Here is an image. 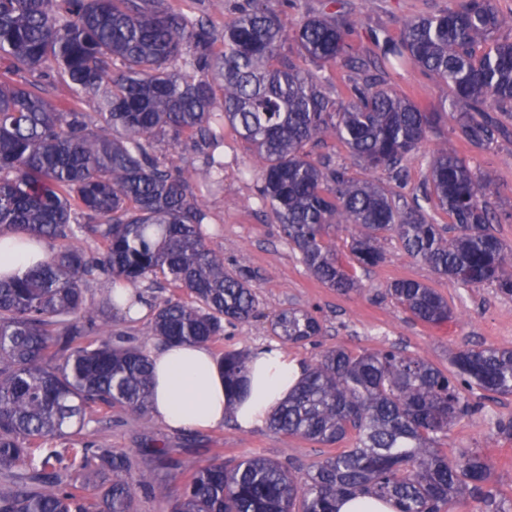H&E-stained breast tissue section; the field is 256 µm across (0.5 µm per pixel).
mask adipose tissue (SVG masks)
<instances>
[{"label": "adipose tissue", "instance_id": "1", "mask_svg": "<svg viewBox=\"0 0 512 512\" xmlns=\"http://www.w3.org/2000/svg\"><path fill=\"white\" fill-rule=\"evenodd\" d=\"M152 360L151 411L173 430L217 427L229 418L244 428L262 425L302 370L284 349L257 352L249 363L251 394L242 402L225 391L223 373L207 345L164 344Z\"/></svg>", "mask_w": 512, "mask_h": 512}]
</instances>
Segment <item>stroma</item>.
Instances as JSON below:
<instances>
[{
  "label": "stroma",
  "mask_w": 512,
  "mask_h": 512,
  "mask_svg": "<svg viewBox=\"0 0 512 512\" xmlns=\"http://www.w3.org/2000/svg\"><path fill=\"white\" fill-rule=\"evenodd\" d=\"M242 2L170 0L176 11L206 16L217 35L222 34L225 21L234 17ZM342 5L355 24L353 44L364 52L372 47L371 34L399 37L407 20L444 9L448 0H375L372 12L366 16L359 10V0H342ZM386 81L431 112L440 111L449 99L445 82L428 78L413 66L388 70ZM445 150L457 151L473 169L494 172L503 212L496 229L503 241L512 246V137L500 139L494 151L473 152L452 133L448 120H440L420 150L406 162L409 187H417L433 156ZM252 163L250 145L232 129H225L224 191L206 200L211 221L218 229L208 245L223 253L225 261L250 270L259 315L225 328L223 339L212 345V353L235 349L252 353L279 346L271 323L276 314L292 307L311 311L323 326L317 344L287 348L290 356L305 364L314 363L322 350L336 345L356 355L394 345L446 371L451 356L460 350L476 345L512 348L511 298L500 296L491 286L467 288L439 278L427 264L410 258L395 236L388 235L380 241L385 253L383 263L366 272L358 271L360 291L343 295L320 284L282 237L271 210L245 207V200L255 191ZM400 278H412L439 290L454 312L453 319L438 327L413 320L385 294L387 285ZM471 399L480 403V411L456 422L441 450L453 457L470 448L481 449L494 469V489L501 493L512 491V441L495 432L499 418L512 416V396L486 398L477 391ZM87 438L128 455L133 473L152 474L159 483L168 481L167 472L140 453L154 439L164 440L174 448L176 457L187 467L205 459L210 448L221 449L228 460L256 455L287 460L303 468L330 453L322 445L286 437L266 426L245 430L228 419L214 429L174 431L153 415L140 417L119 409L99 415L96 422L90 423Z\"/></svg>",
  "instance_id": "obj_1"
}]
</instances>
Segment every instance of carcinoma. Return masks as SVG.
<instances>
[{"instance_id":"1","label":"carcinoma","mask_w":512,"mask_h":512,"mask_svg":"<svg viewBox=\"0 0 512 512\" xmlns=\"http://www.w3.org/2000/svg\"><path fill=\"white\" fill-rule=\"evenodd\" d=\"M277 0H245L224 24L223 49L201 17L172 11L168 0H0V236L63 242L34 267L0 278V512H134L148 488L169 512H336L358 494L392 500L397 512H450L464 498L512 512L496 498L493 472L479 450L450 459L439 447L450 427L478 406L467 393L512 394V348L461 350L445 373L395 349L354 355L325 350L271 414L289 438L350 448L301 473L290 463L245 456L232 465L216 450L192 469L157 446L148 453L171 471L168 483L132 476L128 461L87 441L49 451L81 432L92 415L120 408L151 411L149 356L123 334L106 331L112 311L134 321L143 291L158 275L190 296L155 303L151 333L176 344H215L224 325L257 313L249 271L224 264L210 248L203 198L224 191V126L248 142L258 163L248 205L271 208L301 262L322 284L357 292L351 268L384 260L378 240L395 234L405 252L454 283L492 285L512 296V247L495 233V180L454 151L437 153L413 201L314 158L333 133L364 169L399 182L402 162L440 118L389 87L388 68L413 65L448 83V117L468 147L488 151L512 134V30L493 0H449L448 8L407 21L400 37L354 51V24L323 0L287 33ZM292 40L297 57H279ZM349 70L347 101H333L295 59ZM62 82L98 97V120L45 93ZM223 102L216 106V91ZM122 131L121 138L112 132ZM164 137L176 148L202 147V164L175 174L150 150ZM451 219L437 224L420 201ZM347 231L350 257L330 248ZM90 236L95 248L84 246ZM103 277L136 292L95 307L86 292ZM419 322L453 318L435 289L401 279L386 289ZM290 345L322 335L310 313L291 308L272 322ZM249 354L222 352L218 363L233 397L248 393ZM101 478L76 484L51 460L63 453Z\"/></svg>"}]
</instances>
